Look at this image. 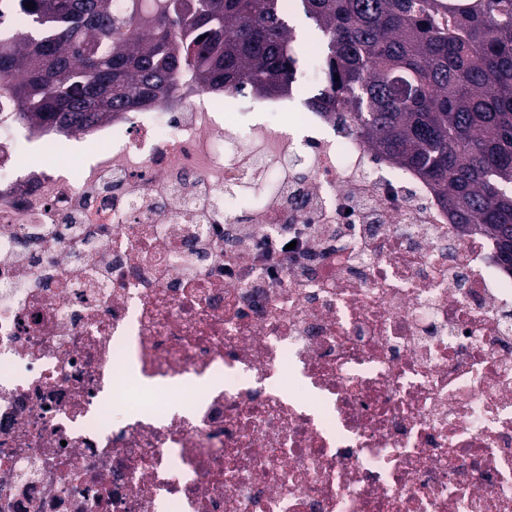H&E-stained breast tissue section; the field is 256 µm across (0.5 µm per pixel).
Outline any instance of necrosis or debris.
Returning a JSON list of instances; mask_svg holds the SVG:
<instances>
[{
	"instance_id": "4bbe7bcc",
	"label": "necrosis or debris",
	"mask_w": 512,
	"mask_h": 512,
	"mask_svg": "<svg viewBox=\"0 0 512 512\" xmlns=\"http://www.w3.org/2000/svg\"><path fill=\"white\" fill-rule=\"evenodd\" d=\"M226 98L26 135L0 94V512H512L495 240L328 114L271 120L295 95ZM247 244L248 247L263 255L273 267L288 258V250L285 249L288 244L286 237L254 236L248 239Z\"/></svg>"
}]
</instances>
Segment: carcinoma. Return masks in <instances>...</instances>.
Masks as SVG:
<instances>
[{"label":"carcinoma","instance_id":"obj_1","mask_svg":"<svg viewBox=\"0 0 512 512\" xmlns=\"http://www.w3.org/2000/svg\"><path fill=\"white\" fill-rule=\"evenodd\" d=\"M111 2L0 0V84L18 123L87 131L201 89L280 96L298 70V9L330 76L310 104L375 160L415 171L512 266V0ZM19 11L29 28L13 32Z\"/></svg>","mask_w":512,"mask_h":512}]
</instances>
